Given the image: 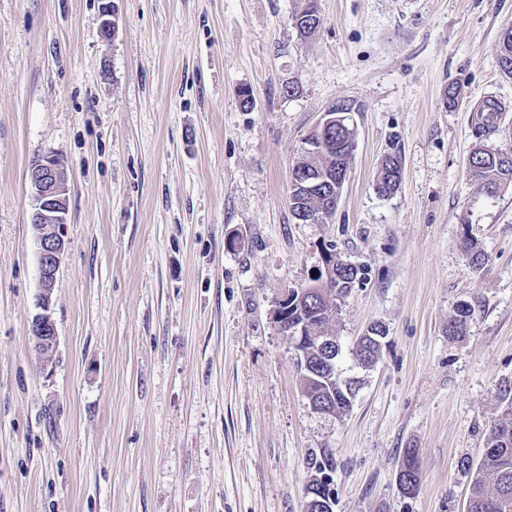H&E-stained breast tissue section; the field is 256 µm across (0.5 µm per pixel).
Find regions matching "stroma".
<instances>
[{"label":"stroma","instance_id":"obj_1","mask_svg":"<svg viewBox=\"0 0 512 512\" xmlns=\"http://www.w3.org/2000/svg\"><path fill=\"white\" fill-rule=\"evenodd\" d=\"M104 1L0 0V512H305L325 448L334 512H466L459 460L481 458L512 382V188L489 196L467 172L485 98L506 108L487 144L512 151V0H317L307 36L304 0H108L107 39ZM341 99L358 110L338 208L297 223L289 170ZM393 148L402 181L381 197ZM49 154L69 224L47 359L28 334V213ZM329 251L364 275L329 324L364 380L335 415L313 411L275 320ZM374 323L387 336L365 370Z\"/></svg>","mask_w":512,"mask_h":512}]
</instances>
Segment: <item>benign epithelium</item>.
Masks as SVG:
<instances>
[{
  "mask_svg": "<svg viewBox=\"0 0 512 512\" xmlns=\"http://www.w3.org/2000/svg\"><path fill=\"white\" fill-rule=\"evenodd\" d=\"M356 105L351 101H338L323 112L313 128V132L324 134L337 126L346 127L356 132L353 112ZM347 171L342 170L332 181V190L324 196L321 209L316 214L305 216L308 224L321 223L324 217L332 216L343 190ZM32 203L29 212V223L36 232L38 243V268L40 293L37 305L42 312L37 314L30 323L29 334L34 347L47 358L51 357L58 344L56 325L48 314L53 290L66 247V225L68 224V177L63 161L55 155H46L35 160L30 168ZM336 288L332 287L329 278H319L306 286L305 295L321 297L335 296ZM279 330L289 337L298 352L299 363L307 366L311 349L308 348L306 331L308 327L297 326L288 321V309L280 314Z\"/></svg>",
  "mask_w": 512,
  "mask_h": 512,
  "instance_id": "1",
  "label": "benign epithelium"
}]
</instances>
